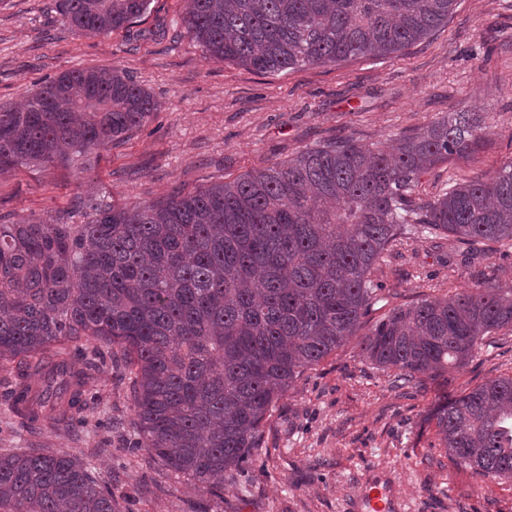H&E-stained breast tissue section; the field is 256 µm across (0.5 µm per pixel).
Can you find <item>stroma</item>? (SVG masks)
Here are the masks:
<instances>
[{
    "instance_id": "1",
    "label": "stroma",
    "mask_w": 512,
    "mask_h": 512,
    "mask_svg": "<svg viewBox=\"0 0 512 512\" xmlns=\"http://www.w3.org/2000/svg\"><path fill=\"white\" fill-rule=\"evenodd\" d=\"M185 0H150L133 26L79 37L57 0H0V105L23 102L60 72L119 68L149 90L158 110L83 168L49 165L0 176V215L19 223L67 215L96 198L118 207L231 181L327 140L383 146L396 136L476 111L487 136L475 153L424 173L416 202L512 161V0H460L428 40L381 58L256 73L205 60L185 32ZM380 319L417 300L482 282L512 284V249L474 248L418 234L399 240L373 274ZM512 374V333L485 339L464 368L397 385L349 341L306 370L263 422L247 472L223 497L198 495L147 453L129 455L130 374L105 361L93 383L100 405L87 425L29 431L0 410V448L68 451L96 468L122 512H361L362 485L386 486L391 512H512V481L484 478L440 448L430 408Z\"/></svg>"
}]
</instances>
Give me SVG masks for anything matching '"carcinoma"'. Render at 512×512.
I'll list each match as a JSON object with an SVG mask.
<instances>
[{
    "label": "carcinoma",
    "mask_w": 512,
    "mask_h": 512,
    "mask_svg": "<svg viewBox=\"0 0 512 512\" xmlns=\"http://www.w3.org/2000/svg\"><path fill=\"white\" fill-rule=\"evenodd\" d=\"M78 36L130 27L150 0H58ZM459 0H186L187 35L208 61L257 73L385 57L448 24ZM158 105L126 72L73 69L20 107L0 106V175L77 166L147 124ZM477 113L458 112L383 147L328 141L230 182L150 204H84L61 218L0 224V363L26 426L87 422L86 387L112 347L133 367L135 441L201 494L224 490L260 447L271 407L352 338L398 382L467 365L512 332V284L393 309L371 327L372 270L404 235L512 246V162L438 198L420 176L474 153ZM439 445L458 465L512 479V375L436 404ZM0 512H120L74 454L0 452Z\"/></svg>",
    "instance_id": "1"
}]
</instances>
